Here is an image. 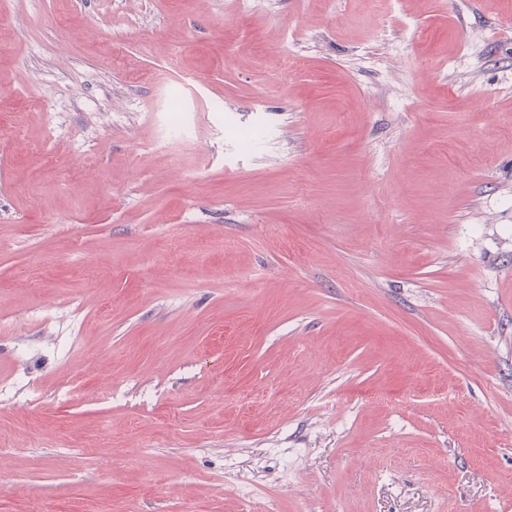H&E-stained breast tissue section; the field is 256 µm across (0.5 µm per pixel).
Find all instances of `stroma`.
<instances>
[{
    "label": "stroma",
    "mask_w": 512,
    "mask_h": 512,
    "mask_svg": "<svg viewBox=\"0 0 512 512\" xmlns=\"http://www.w3.org/2000/svg\"><path fill=\"white\" fill-rule=\"evenodd\" d=\"M384 2L0 0V512H512V0Z\"/></svg>",
    "instance_id": "stroma-1"
}]
</instances>
